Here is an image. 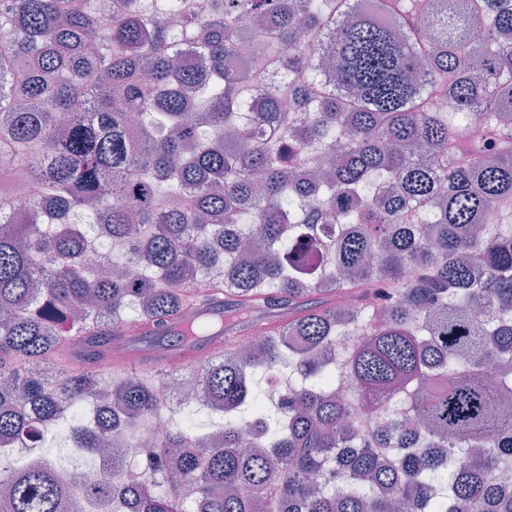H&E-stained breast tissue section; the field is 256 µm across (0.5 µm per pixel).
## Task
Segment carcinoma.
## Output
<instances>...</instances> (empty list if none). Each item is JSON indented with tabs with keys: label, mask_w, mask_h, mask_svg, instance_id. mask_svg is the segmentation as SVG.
Wrapping results in <instances>:
<instances>
[{
	"label": "carcinoma",
	"mask_w": 512,
	"mask_h": 512,
	"mask_svg": "<svg viewBox=\"0 0 512 512\" xmlns=\"http://www.w3.org/2000/svg\"><path fill=\"white\" fill-rule=\"evenodd\" d=\"M87 2L0 0V171L45 188L0 194V508L512 512V0H376L401 38L349 0ZM118 246L137 272L85 267ZM220 297L208 400L93 480L170 376L104 374V333L191 343ZM15 214L18 218H25L31 210L40 203L44 197V191L36 179H30L15 193Z\"/></svg>",
	"instance_id": "1"
}]
</instances>
